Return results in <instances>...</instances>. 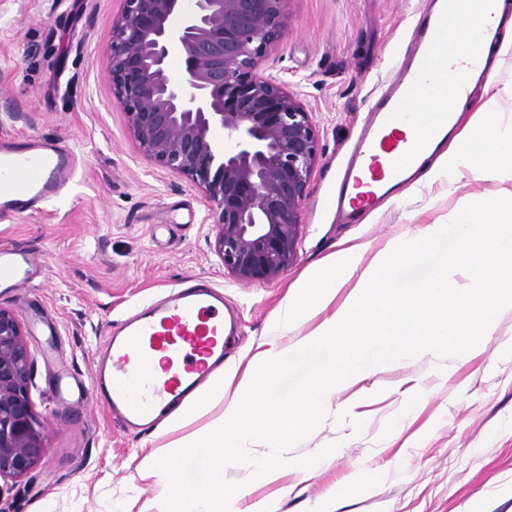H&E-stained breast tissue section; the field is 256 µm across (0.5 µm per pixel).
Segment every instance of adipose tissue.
I'll return each instance as SVG.
<instances>
[{
    "instance_id": "1",
    "label": "adipose tissue",
    "mask_w": 512,
    "mask_h": 512,
    "mask_svg": "<svg viewBox=\"0 0 512 512\" xmlns=\"http://www.w3.org/2000/svg\"><path fill=\"white\" fill-rule=\"evenodd\" d=\"M487 104L455 135L446 153L419 154L414 188L440 174L449 186L466 178L512 182V123L491 108L495 78L483 85ZM456 235L457 254L443 271L414 287L390 289L399 270L412 264L437 239ZM512 302V192L470 202L450 223L430 224L417 237L397 238L362 264L358 246L338 251L289 293L278 314L286 327L313 322L288 345L269 344L245 366L199 390L168 418L181 438L161 457H146L142 469L160 488L161 512H238L239 492L226 490V471L243 462L269 479L299 472L328 457L247 459L256 438L286 448L309 433L335 393L374 376L382 368L452 350L444 375L470 363L493 330L504 301ZM326 361L300 390L284 395L277 382L287 362L312 349ZM206 464L186 482V460Z\"/></svg>"
}]
</instances>
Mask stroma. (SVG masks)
Here are the masks:
<instances>
[{"mask_svg": "<svg viewBox=\"0 0 512 512\" xmlns=\"http://www.w3.org/2000/svg\"><path fill=\"white\" fill-rule=\"evenodd\" d=\"M424 0H288L283 35L263 72L298 86L318 129V160L299 212L297 260L270 280L242 282L214 251L203 194L185 177L149 162L114 102L107 55L120 0H0V139L50 138L74 150L73 180L54 202L0 219V246H29L43 257L42 279L0 288V306L20 319L34 369V412L44 454L26 476L0 481V512H159V489L141 460L179 439L153 426L127 431L103 408L69 396L88 380L112 325L188 277L209 281L238 316L226 367L248 362L274 339L287 345L308 326L275 319L293 286L338 250L361 245L372 259L390 240L448 223L455 208L500 195L502 184L468 180L449 192L439 177L397 202L341 219L332 200L347 152L390 64L412 47ZM437 240L395 287L425 282L454 253ZM444 349L375 376L379 392L343 389L315 429L282 457L330 456L307 474L266 479L244 465L227 472L244 491L241 512L270 497L278 512L343 491L334 512H512V307L500 308L480 354L450 378L436 375ZM425 403L393 428L403 397ZM347 403L350 415L337 414ZM362 468L380 470L376 486L347 491Z\"/></svg>", "mask_w": 512, "mask_h": 512, "instance_id": "35a3bbf8", "label": "stroma"}]
</instances>
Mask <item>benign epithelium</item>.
Wrapping results in <instances>:
<instances>
[{"label": "benign epithelium", "mask_w": 512, "mask_h": 512, "mask_svg": "<svg viewBox=\"0 0 512 512\" xmlns=\"http://www.w3.org/2000/svg\"><path fill=\"white\" fill-rule=\"evenodd\" d=\"M121 2L109 74L132 140L202 192L225 270L242 282L278 276L297 259L318 155L311 112L288 82L259 69L283 34L287 0ZM32 370L22 323L0 307V480L28 474L44 453Z\"/></svg>", "instance_id": "7a95c632"}]
</instances>
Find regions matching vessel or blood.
<instances>
[{
	"mask_svg": "<svg viewBox=\"0 0 512 512\" xmlns=\"http://www.w3.org/2000/svg\"><path fill=\"white\" fill-rule=\"evenodd\" d=\"M450 0H429L408 64L375 99L336 192V208H372L406 181L417 154L444 144L450 116L423 113L425 99L467 94L468 83H448L456 67L485 72L467 42L447 48L441 36L459 29ZM74 154L51 140L0 141V217L53 200L71 178ZM32 248H0V284L17 288L44 273ZM235 322L224 296L198 278L183 280L111 328L79 400L104 408L128 428H150L179 407L224 363V337Z\"/></svg>",
	"mask_w": 512,
	"mask_h": 512,
	"instance_id": "obj_1",
	"label": "vessel or blood"
}]
</instances>
